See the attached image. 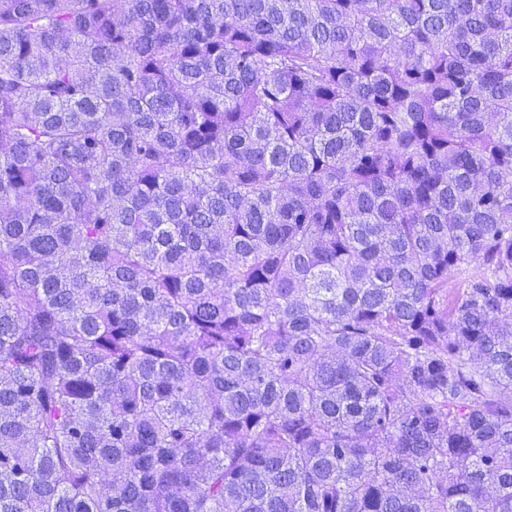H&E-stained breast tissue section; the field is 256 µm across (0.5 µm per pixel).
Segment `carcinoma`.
<instances>
[{"label": "carcinoma", "instance_id": "obj_1", "mask_svg": "<svg viewBox=\"0 0 512 512\" xmlns=\"http://www.w3.org/2000/svg\"><path fill=\"white\" fill-rule=\"evenodd\" d=\"M0 512H512V0H0Z\"/></svg>", "mask_w": 512, "mask_h": 512}]
</instances>
